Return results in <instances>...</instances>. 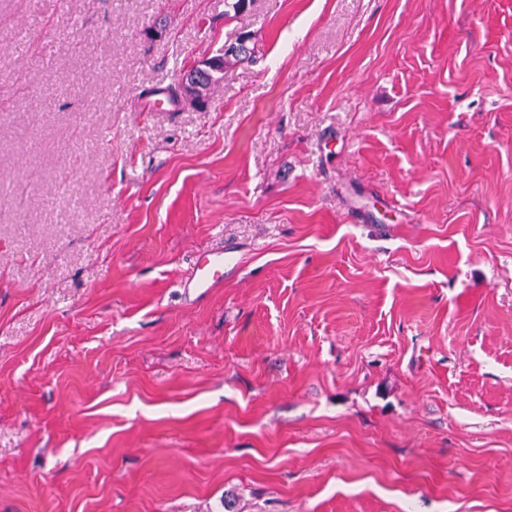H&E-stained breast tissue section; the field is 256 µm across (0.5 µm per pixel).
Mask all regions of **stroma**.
Returning a JSON list of instances; mask_svg holds the SVG:
<instances>
[{
    "label": "stroma",
    "mask_w": 512,
    "mask_h": 512,
    "mask_svg": "<svg viewBox=\"0 0 512 512\" xmlns=\"http://www.w3.org/2000/svg\"><path fill=\"white\" fill-rule=\"evenodd\" d=\"M225 10L0 0V512H512V0ZM252 44V46H251ZM219 54L224 56V67L212 70L210 73V79L204 81L202 86L200 85L199 78L203 75L204 70H208L209 63H202L196 68L186 72L181 76L179 81V95L178 99H185V102L194 101L199 102L198 91L201 86V91L204 95L217 82L223 79L224 69L231 64L237 63H254L258 60L257 54L259 53L256 42H253L251 35L239 36L235 42L224 45V50ZM189 100V101H188ZM233 251L218 250L203 255L195 263L190 276L180 281L183 294L203 296L224 280V273L234 267Z\"/></svg>",
    "instance_id": "stroma-1"
}]
</instances>
